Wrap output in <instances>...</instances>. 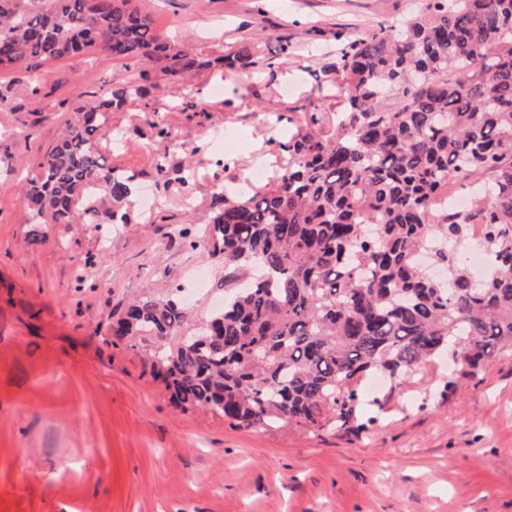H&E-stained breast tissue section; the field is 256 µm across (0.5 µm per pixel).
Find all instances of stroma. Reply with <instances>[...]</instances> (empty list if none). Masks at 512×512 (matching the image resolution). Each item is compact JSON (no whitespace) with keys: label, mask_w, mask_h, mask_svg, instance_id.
Wrapping results in <instances>:
<instances>
[{"label":"stroma","mask_w":512,"mask_h":512,"mask_svg":"<svg viewBox=\"0 0 512 512\" xmlns=\"http://www.w3.org/2000/svg\"><path fill=\"white\" fill-rule=\"evenodd\" d=\"M140 5L202 59L252 45L261 59L250 73L207 65L189 75L198 112L181 109L186 83L145 81V102L112 114L121 143L98 142L112 168L137 174L125 223L37 228L21 196L37 160L74 107L141 67L92 50L0 69V512H512L510 353L455 389L447 364L419 366L384 410L364 409L348 429L246 428L176 407L152 373L155 343L112 334L136 297L182 299L192 326L222 304L224 257L205 233L215 186L235 187L258 165L275 170L305 115L333 124L339 36L398 23L418 0ZM283 43L288 60L267 66ZM158 120L196 147L193 160L171 152ZM227 133L239 150L224 171L212 142ZM146 193L156 208L142 206ZM182 224L190 239L173 235Z\"/></svg>","instance_id":"1"}]
</instances>
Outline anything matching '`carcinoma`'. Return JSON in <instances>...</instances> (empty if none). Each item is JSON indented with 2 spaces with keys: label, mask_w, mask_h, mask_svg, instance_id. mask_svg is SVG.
<instances>
[{
  "label": "carcinoma",
  "mask_w": 512,
  "mask_h": 512,
  "mask_svg": "<svg viewBox=\"0 0 512 512\" xmlns=\"http://www.w3.org/2000/svg\"><path fill=\"white\" fill-rule=\"evenodd\" d=\"M0 0V68L41 66L89 50L132 59L173 80L209 66L248 70L244 48L212 60L173 45L133 0ZM336 125L317 114L283 150L264 186L213 193L206 229L224 255V307L190 335L174 299H137L112 327L129 339L178 337L155 353V377L179 406L236 425L349 427L366 379L393 381L455 348V388L512 352V0H423L398 25L342 42ZM145 97L133 81L90 96L36 164L24 189L34 224L118 223L135 175L98 151L109 112ZM469 203L439 207L448 186L478 176ZM485 229L490 272L463 258ZM446 271L429 275L417 255Z\"/></svg>",
  "instance_id": "obj_1"
}]
</instances>
